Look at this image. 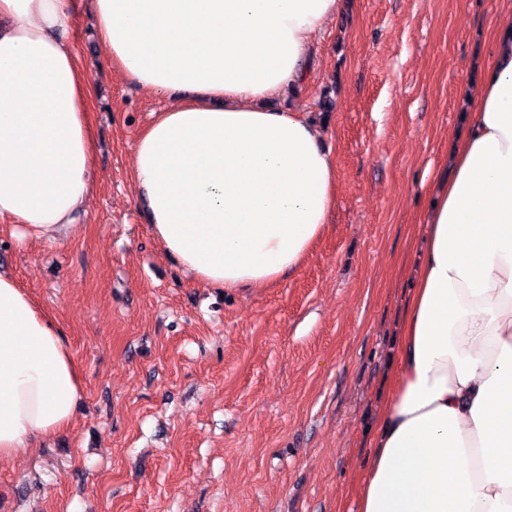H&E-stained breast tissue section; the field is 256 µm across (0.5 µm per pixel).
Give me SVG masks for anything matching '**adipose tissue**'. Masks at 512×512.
Segmentation results:
<instances>
[{"mask_svg":"<svg viewBox=\"0 0 512 512\" xmlns=\"http://www.w3.org/2000/svg\"><path fill=\"white\" fill-rule=\"evenodd\" d=\"M342 0H94L113 66L175 91L133 149L158 246L197 283L266 285L327 231L336 163L293 90ZM74 0H0V218L11 237L74 230L96 137ZM425 219L395 388L357 486L359 512H512V14ZM83 397L61 326L0 273V457L72 428Z\"/></svg>","mask_w":512,"mask_h":512,"instance_id":"ef3b65f1","label":"adipose tissue"}]
</instances>
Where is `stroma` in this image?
<instances>
[{
  "label": "stroma",
  "mask_w": 512,
  "mask_h": 512,
  "mask_svg": "<svg viewBox=\"0 0 512 512\" xmlns=\"http://www.w3.org/2000/svg\"><path fill=\"white\" fill-rule=\"evenodd\" d=\"M512 0H344L295 106L324 128L329 232L280 282L220 290L159 249L132 147L167 93L112 68L92 0L66 37L99 136L75 234L0 267L65 331L84 397L73 427L0 458V512H358L420 261L422 214L466 130L468 84Z\"/></svg>",
  "instance_id": "1"
}]
</instances>
